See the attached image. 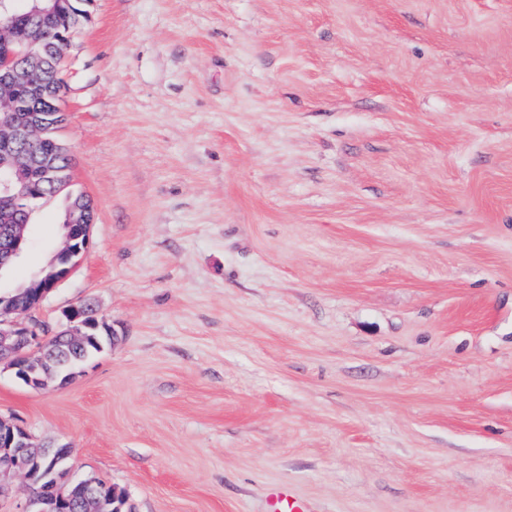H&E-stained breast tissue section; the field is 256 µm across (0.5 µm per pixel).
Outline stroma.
Segmentation results:
<instances>
[{
    "label": "stroma",
    "instance_id": "obj_1",
    "mask_svg": "<svg viewBox=\"0 0 512 512\" xmlns=\"http://www.w3.org/2000/svg\"><path fill=\"white\" fill-rule=\"evenodd\" d=\"M62 78L33 316L114 343L0 417L135 512H512V0H93ZM85 306L74 305L63 312L65 325L63 335L74 344H81L87 336V330L91 328L90 314L86 307L96 309L91 302H84ZM266 512H312L289 488L277 486L270 489L266 499Z\"/></svg>",
    "mask_w": 512,
    "mask_h": 512
}]
</instances>
